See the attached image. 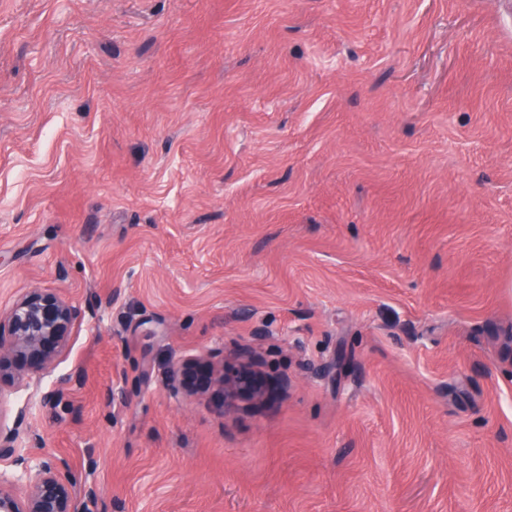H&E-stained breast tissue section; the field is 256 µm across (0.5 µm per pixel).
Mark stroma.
Masks as SVG:
<instances>
[{"mask_svg":"<svg viewBox=\"0 0 512 512\" xmlns=\"http://www.w3.org/2000/svg\"><path fill=\"white\" fill-rule=\"evenodd\" d=\"M35 288L84 316L0 426L86 512H512V0H0ZM244 350L268 400L173 390Z\"/></svg>","mask_w":512,"mask_h":512,"instance_id":"35a3bbf8","label":"stroma"}]
</instances>
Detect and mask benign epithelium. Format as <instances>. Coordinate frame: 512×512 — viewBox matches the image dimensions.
I'll return each mask as SVG.
<instances>
[{
	"mask_svg": "<svg viewBox=\"0 0 512 512\" xmlns=\"http://www.w3.org/2000/svg\"><path fill=\"white\" fill-rule=\"evenodd\" d=\"M81 316L78 307L52 289H34L7 311H0V391L19 387L60 357ZM174 387L187 397H215L229 409L270 397L275 386L263 373L259 356L242 351L228 361L189 355L174 372ZM18 431L0 426V460L27 464L16 454ZM94 496L78 485L64 461L44 460L29 470L23 494L0 477V512H84L81 497Z\"/></svg>",
	"mask_w": 512,
	"mask_h": 512,
	"instance_id": "benign-epithelium-1",
	"label": "benign epithelium"
}]
</instances>
